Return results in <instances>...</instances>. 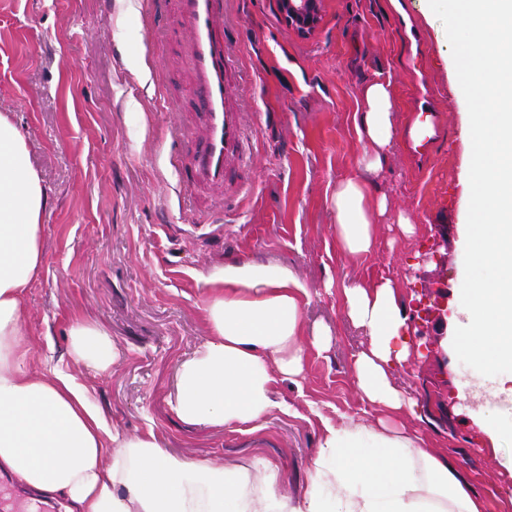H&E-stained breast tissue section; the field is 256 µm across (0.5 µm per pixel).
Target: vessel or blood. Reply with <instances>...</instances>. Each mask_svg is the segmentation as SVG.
I'll use <instances>...</instances> for the list:
<instances>
[{
    "instance_id": "b4317fda",
    "label": "vessel or blood",
    "mask_w": 512,
    "mask_h": 512,
    "mask_svg": "<svg viewBox=\"0 0 512 512\" xmlns=\"http://www.w3.org/2000/svg\"><path fill=\"white\" fill-rule=\"evenodd\" d=\"M178 9L198 110L172 161L190 188L219 197L246 152L242 115L226 108L224 0H178Z\"/></svg>"
}]
</instances>
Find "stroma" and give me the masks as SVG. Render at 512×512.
<instances>
[{
  "label": "stroma",
  "mask_w": 512,
  "mask_h": 512,
  "mask_svg": "<svg viewBox=\"0 0 512 512\" xmlns=\"http://www.w3.org/2000/svg\"><path fill=\"white\" fill-rule=\"evenodd\" d=\"M406 7L427 51L423 76L400 63L397 16ZM316 34L299 38L276 0H224L228 84L244 115L250 156L224 189L223 204L182 185L170 163L171 133L194 123L191 70L176 29V0H0V113L25 137L49 202L42 223L43 265L26 296L35 342L33 373L45 360L69 367L110 424L154 433L178 459L275 465L281 493L301 494L325 424L375 413L357 394L349 361L369 339L340 310L342 286L392 278L405 303L424 284L448 286V318L433 342L447 364L412 354L394 380L416 403L408 426L421 429L489 512H512V441H491L512 412L475 397L479 378L459 362L452 340L461 318V238L467 221L469 114L442 22L427 0H323ZM393 90L397 133L406 136L415 87L428 79L445 132L425 167L405 144L376 182L391 211L416 227L399 237L379 225L371 253L345 256L329 198L354 174L365 145L354 114L365 81ZM448 227L444 267L419 253ZM229 264L284 268L308 296L309 323L330 328L327 350L309 349L304 373L278 377L280 410L262 427L194 425L171 407L179 364L208 334L202 300L208 278ZM86 317L111 335L117 358L106 371L71 363L67 324Z\"/></svg>",
  "instance_id": "1"
}]
</instances>
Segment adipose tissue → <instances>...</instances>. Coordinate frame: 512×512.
I'll return each instance as SVG.
<instances>
[{
  "mask_svg": "<svg viewBox=\"0 0 512 512\" xmlns=\"http://www.w3.org/2000/svg\"><path fill=\"white\" fill-rule=\"evenodd\" d=\"M393 108L388 80L361 85L356 126L366 148L358 173L338 181L330 197L336 241L350 257L372 252L386 219L414 231L410 214H389L368 179L394 143ZM46 205L24 136L0 114V473L32 497L64 498L67 512H487L447 458L402 421L412 404L393 374L416 339L389 278L345 285L341 305L369 338L353 356L352 375L381 416L371 427L349 419L326 427L307 489L293 502L280 494L282 477L271 464H262L254 484L235 467L217 472L205 460L174 458L154 433L131 437L111 428L89 390L62 367L33 374L25 294L41 267ZM207 284L209 334L178 367L173 409L196 425L259 421L277 406L276 376H301L309 348L329 347L330 330L309 328L306 289L287 271L229 265ZM68 348L73 361L101 371L115 358L108 331L80 316L71 320ZM365 442L378 458L358 454Z\"/></svg>",
  "mask_w": 512,
  "mask_h": 512,
  "instance_id": "adipose-tissue-1",
  "label": "adipose tissue"
}]
</instances>
